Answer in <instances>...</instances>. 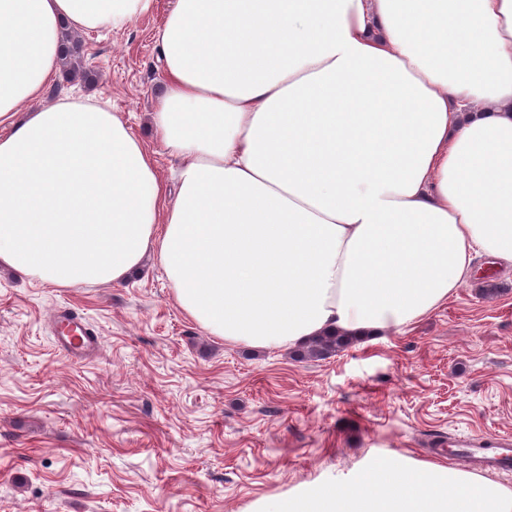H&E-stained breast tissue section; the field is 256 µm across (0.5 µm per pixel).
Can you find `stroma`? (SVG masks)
Returning a JSON list of instances; mask_svg holds the SVG:
<instances>
[{"label": "stroma", "mask_w": 512, "mask_h": 512, "mask_svg": "<svg viewBox=\"0 0 512 512\" xmlns=\"http://www.w3.org/2000/svg\"><path fill=\"white\" fill-rule=\"evenodd\" d=\"M170 7L85 35L95 94L154 155L149 114ZM413 325L320 361L225 343L178 306L158 259L117 285L58 288L0 269V512H260L380 460L444 463L449 441L512 435V271L487 258ZM77 312L101 340L67 360L51 322Z\"/></svg>", "instance_id": "1"}]
</instances>
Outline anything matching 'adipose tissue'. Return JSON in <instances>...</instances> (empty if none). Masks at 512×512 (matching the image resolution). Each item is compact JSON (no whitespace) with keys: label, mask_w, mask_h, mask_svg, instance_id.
<instances>
[{"label":"adipose tissue","mask_w":512,"mask_h":512,"mask_svg":"<svg viewBox=\"0 0 512 512\" xmlns=\"http://www.w3.org/2000/svg\"><path fill=\"white\" fill-rule=\"evenodd\" d=\"M154 4L0 0V266L72 288L153 255L254 348L398 331L475 255L512 266V0H173L150 115L172 188L109 103H41L63 30ZM262 512H512V489L396 456Z\"/></svg>","instance_id":"1"}]
</instances>
